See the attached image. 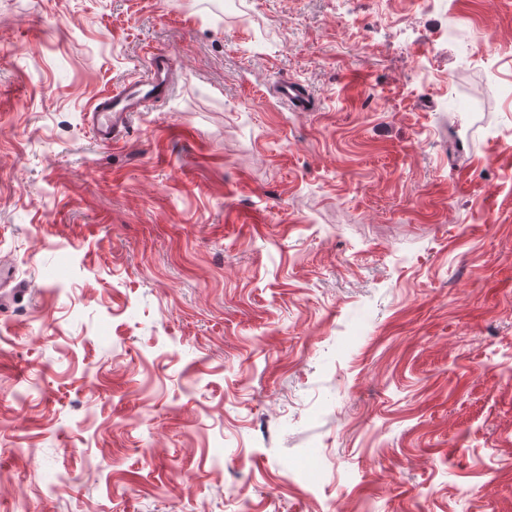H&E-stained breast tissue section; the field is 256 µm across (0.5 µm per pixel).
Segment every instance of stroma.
I'll return each mask as SVG.
<instances>
[{
  "mask_svg": "<svg viewBox=\"0 0 512 512\" xmlns=\"http://www.w3.org/2000/svg\"><path fill=\"white\" fill-rule=\"evenodd\" d=\"M0 512H512V0H0ZM170 58L162 52H150L146 71L111 96L97 98L89 109L90 127L99 140L110 145L119 136L133 112H143L155 96L165 95L169 87ZM276 93L284 103L298 109H305L309 101L301 85L293 81L278 82Z\"/></svg>",
  "mask_w": 512,
  "mask_h": 512,
  "instance_id": "1",
  "label": "stroma"
}]
</instances>
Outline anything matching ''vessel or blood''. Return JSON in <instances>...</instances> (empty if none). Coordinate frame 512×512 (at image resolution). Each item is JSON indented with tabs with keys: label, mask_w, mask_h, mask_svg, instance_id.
Segmentation results:
<instances>
[{
	"label": "vessel or blood",
	"mask_w": 512,
	"mask_h": 512,
	"mask_svg": "<svg viewBox=\"0 0 512 512\" xmlns=\"http://www.w3.org/2000/svg\"><path fill=\"white\" fill-rule=\"evenodd\" d=\"M169 89V58L162 52H150L142 76L125 84L111 96L96 99L89 113L90 127L104 144H112L132 113L143 111L155 96ZM278 97L287 105L306 108L308 97L300 84L281 81L276 86Z\"/></svg>",
	"instance_id": "obj_1"
}]
</instances>
